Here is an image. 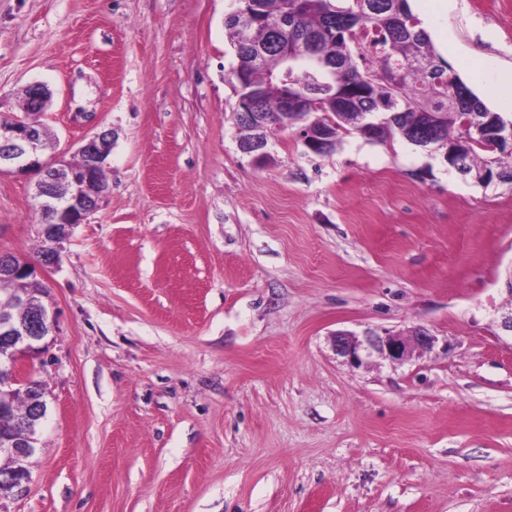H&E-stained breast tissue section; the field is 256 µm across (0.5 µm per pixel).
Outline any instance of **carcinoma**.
Returning a JSON list of instances; mask_svg holds the SVG:
<instances>
[{
    "label": "carcinoma",
    "mask_w": 512,
    "mask_h": 512,
    "mask_svg": "<svg viewBox=\"0 0 512 512\" xmlns=\"http://www.w3.org/2000/svg\"><path fill=\"white\" fill-rule=\"evenodd\" d=\"M258 6L260 18L246 43L237 23L225 20L238 64L237 84L258 93L257 105L271 123H285L288 83L274 72L283 48L297 53L299 39L289 36L288 28L277 31L269 23L281 0H258ZM288 24L310 39L320 57L313 63L295 58L291 66L294 90L309 98L300 119L308 122L325 112L335 123L329 145L320 153L332 151L342 135L353 133L376 143L400 138L417 147L421 130L435 125L441 132L436 151L445 155L451 147L462 154L474 182L488 185L496 172L512 176L509 145L503 142L493 152L475 134L471 141L463 140L466 113L481 121L493 111L470 89L467 105L453 102L452 80L462 78L436 50L409 0H300ZM359 44L373 49L379 69L397 65V72L376 75L357 50ZM26 288L43 291L40 283L0 279V301ZM41 387L35 379L19 384L9 400L0 399V408L23 423L40 419ZM12 471L9 460L0 464V496L16 486Z\"/></svg>",
    "instance_id": "cac0c4a2"
}]
</instances>
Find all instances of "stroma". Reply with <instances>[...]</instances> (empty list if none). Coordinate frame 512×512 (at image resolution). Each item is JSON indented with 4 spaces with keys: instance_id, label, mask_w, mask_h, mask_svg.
Listing matches in <instances>:
<instances>
[{
    "instance_id": "1",
    "label": "stroma",
    "mask_w": 512,
    "mask_h": 512,
    "mask_svg": "<svg viewBox=\"0 0 512 512\" xmlns=\"http://www.w3.org/2000/svg\"><path fill=\"white\" fill-rule=\"evenodd\" d=\"M229 0H0V113L40 81L77 160L112 128L109 190L38 264L35 177L0 175V253L39 267L56 327L20 361L49 415L7 512H512V185L352 134L238 149ZM427 32L490 109L512 0ZM92 122L75 116L77 87ZM435 336L354 369L344 331Z\"/></svg>"
}]
</instances>
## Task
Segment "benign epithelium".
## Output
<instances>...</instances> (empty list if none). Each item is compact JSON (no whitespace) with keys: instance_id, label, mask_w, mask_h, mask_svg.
<instances>
[{"instance_id":"benign-epithelium-1","label":"benign epithelium","mask_w":512,"mask_h":512,"mask_svg":"<svg viewBox=\"0 0 512 512\" xmlns=\"http://www.w3.org/2000/svg\"><path fill=\"white\" fill-rule=\"evenodd\" d=\"M243 0H233L232 17L238 21L243 34H248L251 17L241 7ZM50 92L41 82H33L22 89V112L5 117L0 115V174L40 173L35 183L37 206L44 213L45 221L40 234L48 251L45 265H56L60 261L62 242L69 236L71 228L87 223L98 211L100 201L108 189L104 173L109 169L108 158L112 152L115 132L102 127L83 140L78 148L80 160L68 162L65 151L58 148L53 137L44 136L45 127L36 120L47 106ZM256 136L244 145H238L240 152L254 161H264L270 157L268 145L279 128L266 122L260 112L248 115ZM305 148L320 149L330 139L326 123L299 122L290 127ZM3 271L13 277L37 276L36 267L26 259L14 256L0 263ZM33 309L38 322L48 328L54 327L55 317L44 305L34 303L30 293L21 290L14 294L10 303H0V335L11 337L10 345L0 348V391L12 389L21 382L17 375V362L26 354H34L40 349L39 343L45 338V331L31 329L29 325L15 322L14 313ZM336 355L345 359L353 368H360L377 356L393 363L407 361L414 352H427L433 349L435 337L418 327L410 335L402 336L390 332L382 334L368 332L363 337L338 332L333 336ZM37 448L33 435L0 442V456L9 458L15 471L23 476V481L15 490L16 495L26 492L29 483V459Z\"/></svg>"}]
</instances>
